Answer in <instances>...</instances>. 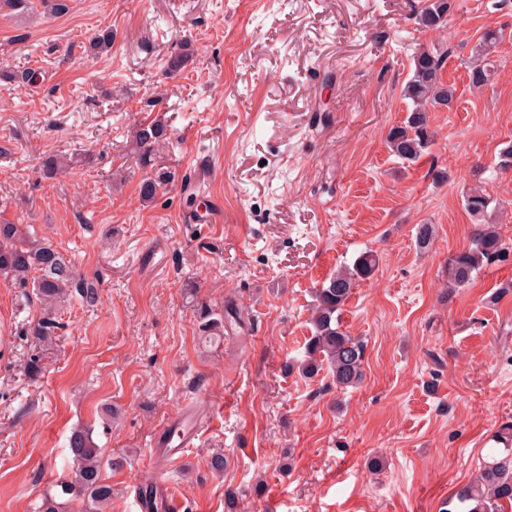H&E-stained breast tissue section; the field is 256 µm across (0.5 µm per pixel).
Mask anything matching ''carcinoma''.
<instances>
[{
  "mask_svg": "<svg viewBox=\"0 0 512 512\" xmlns=\"http://www.w3.org/2000/svg\"><path fill=\"white\" fill-rule=\"evenodd\" d=\"M453 0H428L419 14V24L428 30H443ZM504 34L488 28L476 46L475 58L470 63L469 80L473 88H482L494 68L493 54ZM112 47V32L106 30L89 40L90 52L100 54ZM444 59L433 50H422L413 57L412 75L404 88V97L412 102V109L400 125H393L386 135L390 151L398 158L417 161L431 144L428 112L437 107L451 108L455 90L442 81ZM168 140L167 125L161 121L138 125L131 135V152L141 165L151 162L157 144ZM71 159L50 156L43 167L53 176L65 172ZM170 176L161 173L156 179L142 183V199L151 200L161 183ZM492 203L486 188L476 185L464 197L465 209L476 220L471 247L448 257V282L454 287L464 286L484 263L506 253V242L493 224L483 220ZM377 259L371 252L361 254L350 267H344L315 293L311 324L313 332L305 344L300 363L288 365L305 377H312L322 366H327L336 387L355 388L364 376L365 342L347 332L342 325V312L358 283L369 279L376 270ZM0 275L24 287H31L41 306V317L30 327L28 335L36 353L24 365L25 373L38 377L43 370L37 351H46L55 344L58 322L55 315L72 292L88 302L95 301L94 288L85 285L74 267L52 245L34 239L23 224H0ZM68 450L76 465V476L59 479L55 492L43 496L39 512H68L75 501L89 503L92 512H105L112 504V484L102 474L103 460L100 446L87 429L74 430L68 439ZM454 512H505L512 506V447L496 448L481 467L475 480L458 489L450 501Z\"/></svg>",
  "mask_w": 512,
  "mask_h": 512,
  "instance_id": "obj_1",
  "label": "carcinoma"
}]
</instances>
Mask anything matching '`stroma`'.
I'll use <instances>...</instances> for the list:
<instances>
[{
	"label": "stroma",
	"mask_w": 512,
	"mask_h": 512,
	"mask_svg": "<svg viewBox=\"0 0 512 512\" xmlns=\"http://www.w3.org/2000/svg\"><path fill=\"white\" fill-rule=\"evenodd\" d=\"M52 2H0V223L50 240L98 299L62 306L32 379L39 305L0 278V512H36L78 426L116 462L107 512H138L136 487L160 483L185 512H229V487L241 512H443L486 432L512 423V0H454L441 32L418 24L425 0ZM489 27L505 37L475 89ZM106 29L111 49L90 54ZM184 42L193 57L171 72ZM424 48L447 52L456 104L431 113L435 142L408 165L385 137ZM156 120L173 179L146 203L152 171L127 141ZM56 154L71 169L45 177ZM477 184L509 253L452 288ZM211 202L215 223H195ZM365 251L376 270L342 315L366 343L362 384L286 371L316 290ZM204 306L235 323L205 332ZM185 413L202 430L166 464L153 443ZM504 34L499 29L487 28L476 46L475 58L470 63L469 80L473 88H482L489 79L495 61L491 59L497 46L502 42Z\"/></svg>",
	"instance_id": "obj_1"
}]
</instances>
